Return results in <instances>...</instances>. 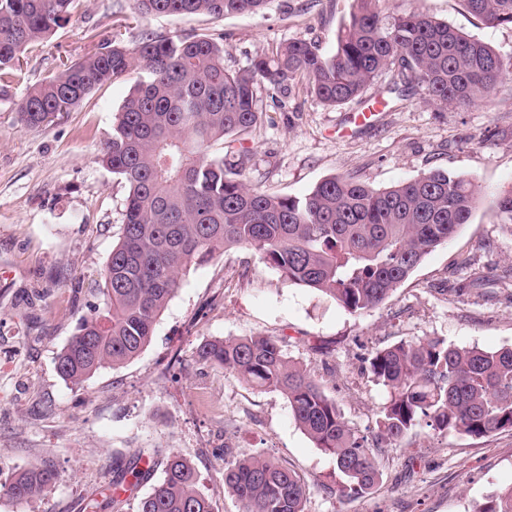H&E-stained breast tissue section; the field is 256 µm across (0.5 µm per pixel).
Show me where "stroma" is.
Segmentation results:
<instances>
[{"mask_svg": "<svg viewBox=\"0 0 512 512\" xmlns=\"http://www.w3.org/2000/svg\"><path fill=\"white\" fill-rule=\"evenodd\" d=\"M353 7V0H269L256 14L175 18L136 16L133 0H80L67 24L24 55L22 81L0 98V485L34 463L50 465L58 481L26 505L0 494V512H89V501L111 495L117 463L142 448L185 455L215 512H242L224 483L228 446L291 468L307 489L305 512H473L512 486V430L446 437L421 426L376 454L374 490L342 493L333 457L296 424L283 394L196 357L214 338L281 339L370 445L390 397L365 367L372 352L433 336L460 347H512V230L497 209L512 189V73L496 95L461 109L431 105L413 88L362 128L349 114L372 105L391 72L336 107L300 85H261L266 119L245 142L252 187L301 196L351 174L383 189L440 169L481 185L468 223L390 298L360 314L292 284L252 251L229 248L190 266L137 358L79 385L56 369L78 319L103 303L102 273L128 189L97 156L135 78L100 87L42 129L16 121L28 88L95 51L121 23L130 44L148 35H224V63L239 69L294 38L331 52ZM385 8L423 11L512 60V25L486 26L461 0H386Z\"/></svg>", "mask_w": 512, "mask_h": 512, "instance_id": "1", "label": "stroma"}]
</instances>
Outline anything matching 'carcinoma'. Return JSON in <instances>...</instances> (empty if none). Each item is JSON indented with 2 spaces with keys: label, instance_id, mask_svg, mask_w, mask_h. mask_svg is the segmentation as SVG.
Masks as SVG:
<instances>
[{
  "label": "carcinoma",
  "instance_id": "1",
  "mask_svg": "<svg viewBox=\"0 0 512 512\" xmlns=\"http://www.w3.org/2000/svg\"><path fill=\"white\" fill-rule=\"evenodd\" d=\"M78 2L0 0L1 98L21 70L22 54L67 23ZM381 2L354 0L330 53L306 39H290L256 56L249 67L231 70L224 65V39L211 34L147 36L131 45L117 32L27 91L17 104V121L46 128L95 89L139 74L99 156L128 187L121 234L104 269V307L82 317L58 353L61 378L79 384L137 357L188 266L228 247L255 251L288 281L360 314L386 301L468 222L480 186L439 170L385 189L354 176H333L300 197L260 191L244 178L251 161L244 141L262 119L263 81L275 88L301 83L328 106L361 97L390 69L396 77L387 93L404 97L417 85L441 108L468 106L496 93L512 64L489 44L417 10L387 13ZM463 2L490 27L512 24V0ZM266 3L135 0L141 14L181 17L257 13ZM196 355L257 389L285 395L298 426L335 458L342 492L350 495L367 493L380 480L374 449L399 444L417 426L448 437L512 430V348L459 347L433 337L376 351L369 370L390 399L373 449L278 339H214ZM158 456L165 477L140 501L138 512H214L191 463L159 448L142 449L115 473L112 508L121 505L127 477L149 475ZM224 462V483L243 512H304L305 486L286 465L228 448ZM56 481L55 470L39 464L17 472L0 491L23 505ZM477 512H512V486L488 496Z\"/></svg>",
  "mask_w": 512,
  "mask_h": 512
}]
</instances>
